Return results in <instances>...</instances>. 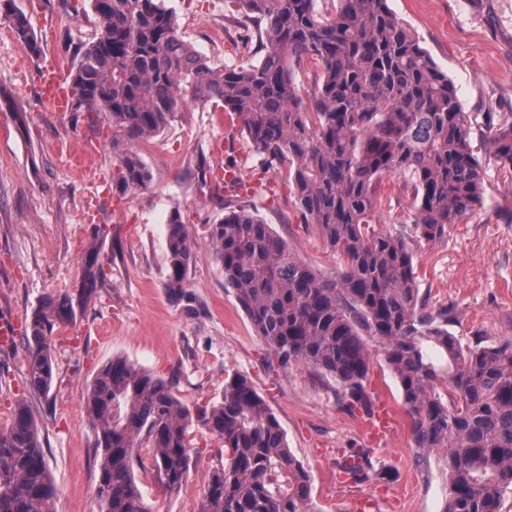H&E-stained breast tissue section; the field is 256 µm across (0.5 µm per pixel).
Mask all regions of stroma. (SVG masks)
<instances>
[{
    "instance_id": "obj_1",
    "label": "stroma",
    "mask_w": 512,
    "mask_h": 512,
    "mask_svg": "<svg viewBox=\"0 0 512 512\" xmlns=\"http://www.w3.org/2000/svg\"><path fill=\"white\" fill-rule=\"evenodd\" d=\"M39 40L41 56L30 55L0 19V319L25 318L47 293L77 294L79 258L90 241L91 224L101 237L106 276L95 300L75 323L53 337L56 375L49 397L28 400L59 493L56 512H98L95 498L99 460L85 412L88 387L99 369L121 357L161 377H176L178 397L189 408L221 400L225 381L241 374L278 419L294 456L312 476L316 512H358L359 500L373 512H442L446 481L439 454L419 461L399 384L386 364L377 337L364 335L370 354L365 389L372 406L387 405L394 428L386 443H370L367 413L348 408L333 379L292 362L279 366L257 335L224 272L213 258L207 227L219 223L225 204L254 205L258 215L317 272L336 275L339 265L314 225L300 223L285 169H268L238 122L213 104L197 103L163 132L135 149L151 172L147 188L112 189L107 203H91L88 177H111L118 162L107 121L90 124L83 112L40 107L34 75L45 63L69 67L64 34L92 37L99 25L89 0H15ZM184 41L215 68L255 63L260 54L239 10L226 0H164ZM454 84L475 128L490 112L512 114V0H388ZM102 148L82 150L87 136ZM239 148L224 161L259 185L258 196L224 189L202 192L203 172L212 170L214 151L226 136ZM486 203L450 225L438 243H413L420 293L430 307L450 309L451 332L462 341L482 335L485 343L512 341V177L484 161ZM375 219L390 223L413 214L412 195L400 177L379 188ZM95 221H88L87 210ZM180 211L196 261L190 284L204 313L188 317L165 294L166 227ZM25 337L0 350V430L10 419L26 372ZM189 475L168 491L146 464L138 484L152 512H192L211 471L224 461V444L201 425L191 428ZM369 451L367 479H344L342 452Z\"/></svg>"
}]
</instances>
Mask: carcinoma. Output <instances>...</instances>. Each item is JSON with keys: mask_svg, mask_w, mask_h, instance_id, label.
Here are the masks:
<instances>
[{"mask_svg": "<svg viewBox=\"0 0 512 512\" xmlns=\"http://www.w3.org/2000/svg\"><path fill=\"white\" fill-rule=\"evenodd\" d=\"M256 24L262 57L216 69L181 37L161 0H90L100 24L71 46L68 77L74 111L104 113L112 123V178L127 191L147 187L150 172L134 150L166 129L184 107L211 102L240 120L269 168L288 165L299 223L314 225L340 259L327 277L302 262L249 206L230 208L208 226L224 282L279 363L300 362L335 379L348 405L368 406L370 358L362 332L376 336L401 388L416 447L439 451L448 485L443 512H502L512 490V342L462 344L445 307L420 295L408 239L433 244L448 226L482 207L484 169L448 74L399 22L387 0H234ZM16 39L34 55L41 45L14 0H0ZM318 79L310 93L296 82L303 63ZM488 151L512 175V116H488ZM386 175L413 193L410 230L373 222ZM81 259L77 296L46 294L27 317L23 386L52 390L53 333L76 320L105 277L99 238ZM163 288L190 316L201 306L191 289L195 252L179 211L166 231ZM176 381L121 357L103 365L85 408L99 458V512H151L134 473L146 443L155 478L179 489L189 474V429L199 423L224 442V464L207 481L194 512H314L311 475L284 431L240 374L222 401L191 410ZM445 391H440V387ZM58 486L26 397L17 396L0 430V512H55Z\"/></svg>", "mask_w": 512, "mask_h": 512, "instance_id": "carcinoma-1", "label": "carcinoma"}]
</instances>
